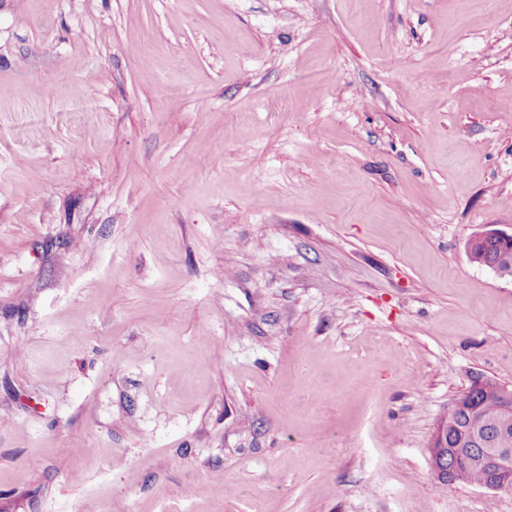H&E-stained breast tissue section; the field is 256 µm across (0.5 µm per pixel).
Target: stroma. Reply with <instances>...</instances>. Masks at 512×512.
Wrapping results in <instances>:
<instances>
[{
    "label": "stroma",
    "mask_w": 512,
    "mask_h": 512,
    "mask_svg": "<svg viewBox=\"0 0 512 512\" xmlns=\"http://www.w3.org/2000/svg\"><path fill=\"white\" fill-rule=\"evenodd\" d=\"M510 99L512 0H0V512H512ZM470 259L479 266L512 275V242L493 235L478 238L471 245ZM479 380L472 383L448 409L447 448H470L475 451L489 445L473 461L496 471L498 476L494 484L483 487L489 490H509L512 485V469L509 465L512 457V426L496 430L483 425L484 416L499 412V404L489 390L491 383L497 381L486 378L480 383ZM445 464L447 469L453 472V479L450 483H469L479 486L489 479L488 471L478 466L462 464L455 456L454 451H448Z\"/></svg>",
    "instance_id": "obj_1"
}]
</instances>
